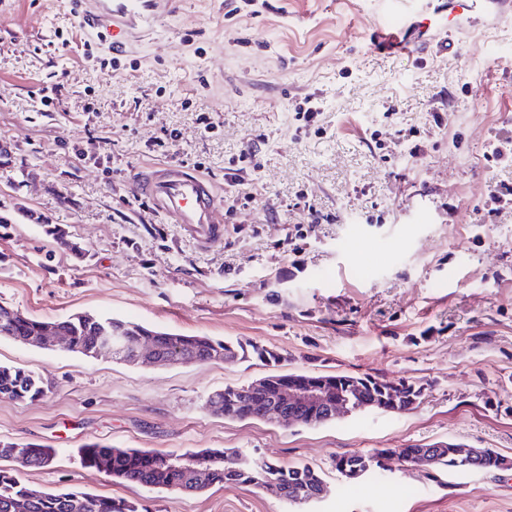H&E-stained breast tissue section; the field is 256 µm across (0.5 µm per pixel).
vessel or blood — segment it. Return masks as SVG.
<instances>
[{"mask_svg":"<svg viewBox=\"0 0 512 512\" xmlns=\"http://www.w3.org/2000/svg\"><path fill=\"white\" fill-rule=\"evenodd\" d=\"M75 17L84 30L108 33L113 54L126 48L125 36L139 20L153 16L156 0H74ZM428 0H386L392 33L412 27L416 10L427 9ZM133 194H140L155 208L173 218L181 229L203 244L219 239L224 226L215 219L216 197L211 184L197 173L168 167L135 177Z\"/></svg>","mask_w":512,"mask_h":512,"instance_id":"obj_1","label":"vessel or blood"}]
</instances>
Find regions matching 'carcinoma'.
I'll use <instances>...</instances> for the list:
<instances>
[{
    "instance_id": "obj_1",
    "label": "carcinoma",
    "mask_w": 512,
    "mask_h": 512,
    "mask_svg": "<svg viewBox=\"0 0 512 512\" xmlns=\"http://www.w3.org/2000/svg\"><path fill=\"white\" fill-rule=\"evenodd\" d=\"M46 233L55 242L64 246L77 256L85 254V248L68 238L66 230L58 225L47 226ZM54 325L71 338V348L75 352H84L94 347L104 332L110 330L123 336L130 344L140 341L152 343L158 355L168 358L180 356L197 363L216 360L246 361L254 355L269 363L281 361L279 353L262 346H245L209 336L187 335L160 328H151L140 323L127 321L112 316L90 317L88 314H72L62 320H41L14 310V316L6 325L7 335L11 339L28 343L41 335L43 329ZM347 382H360L365 393H370L368 386L379 382L385 388L394 384L402 387L403 393L418 399L421 388L413 383L400 380L381 381L370 376L342 374L329 375ZM48 391L42 378L21 367L0 365V398L14 401H35ZM253 391L251 388L236 387L234 391L224 388L208 397L206 406L211 413L233 420L251 419ZM293 419L304 426H318L328 423L320 413H308L304 410L291 412ZM26 457L21 462H11L9 467H0V512H138L136 504L123 498L99 497L77 491L51 492L38 491L25 484L20 474L23 471L42 469L52 465L54 455L51 449L40 445L25 447ZM419 447L375 449L368 454H344L336 462L345 461L356 464L362 460L372 462L375 468H381L380 456L406 455L415 456ZM211 461L209 469L197 473L184 470L182 466L194 459ZM110 477L138 484L141 486L167 489L181 493H201L215 485H248L257 488L263 484L256 480V470H263L269 479L284 487V500L293 506H301L297 500L300 495L327 493L328 487L321 475L308 466H283L268 462H258L236 452L226 453L224 449H205L197 452L171 456L151 450L129 448H112L103 459Z\"/></svg>"
}]
</instances>
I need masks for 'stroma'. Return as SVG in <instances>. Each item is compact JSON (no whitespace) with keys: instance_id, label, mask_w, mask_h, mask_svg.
Wrapping results in <instances>:
<instances>
[{"instance_id":"obj_1","label":"stroma","mask_w":512,"mask_h":512,"mask_svg":"<svg viewBox=\"0 0 512 512\" xmlns=\"http://www.w3.org/2000/svg\"><path fill=\"white\" fill-rule=\"evenodd\" d=\"M445 2L411 35L451 30L445 54L377 49L383 0H178L115 55L109 35L77 26L70 0H0V305L282 356L142 366L0 337V365L49 387L33 402L0 399V441L56 452L25 483L147 512H512V469L394 457L356 480L335 469L344 454L435 441L512 458V210L490 211L512 162L487 159L494 134L512 130V14L494 0ZM309 97L322 101L315 132L295 119ZM249 148L257 165L239 161ZM167 163L239 192L235 211L217 214L220 240L199 244L132 194L134 173ZM286 372L406 380L422 393L408 412L314 427L205 407L224 387ZM92 443L306 465L328 492L300 509L252 486L145 488L84 467L77 450Z\"/></svg>"}]
</instances>
